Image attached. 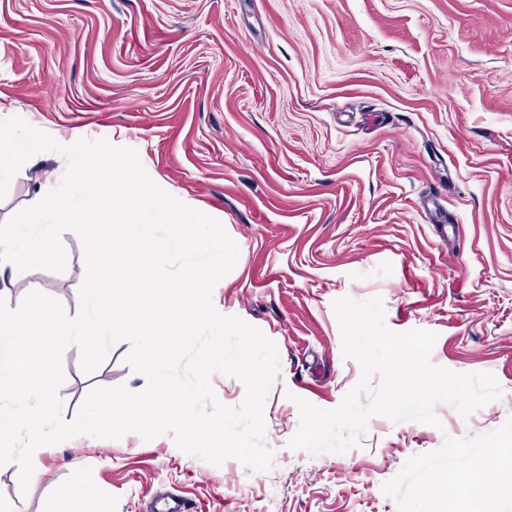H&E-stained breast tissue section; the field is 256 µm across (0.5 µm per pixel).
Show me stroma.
<instances>
[{"mask_svg": "<svg viewBox=\"0 0 512 512\" xmlns=\"http://www.w3.org/2000/svg\"><path fill=\"white\" fill-rule=\"evenodd\" d=\"M0 119L68 145L87 133L134 148L149 177L214 215L241 262L212 301L272 340L280 371L264 404L266 472L214 465L172 435L80 434L51 445L28 490L0 466V503L56 512L60 490L95 488L89 512H432L436 482L464 512L479 482L512 512V0H0ZM32 157L0 199L6 222L63 177ZM64 272L0 279L14 305L38 290L80 308L79 237ZM381 298L396 332L437 340L433 365L493 374L501 397L433 427L375 415L357 446L290 448L297 399L331 410L361 379L344 358L336 299ZM114 344L90 374L66 353L59 389L72 420L91 389L143 375ZM499 449L476 477L467 458Z\"/></svg>", "mask_w": 512, "mask_h": 512, "instance_id": "stroma-1", "label": "stroma"}]
</instances>
